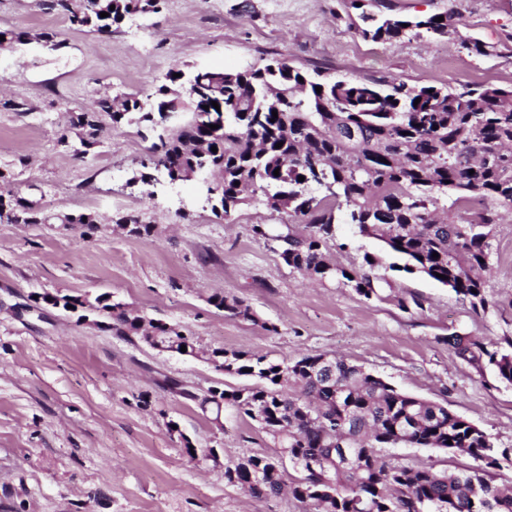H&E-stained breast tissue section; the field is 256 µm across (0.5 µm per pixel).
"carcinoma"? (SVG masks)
Returning <instances> with one entry per match:
<instances>
[{
  "mask_svg": "<svg viewBox=\"0 0 512 512\" xmlns=\"http://www.w3.org/2000/svg\"><path fill=\"white\" fill-rule=\"evenodd\" d=\"M163 4L46 0L44 6L62 12L75 28L110 33L126 17L158 13ZM447 28L448 20L437 22L433 16L415 22L386 19L362 29V36L378 41L414 29L441 35ZM0 36L6 44L37 42L50 52L66 47L55 32L6 29ZM178 72L172 69L170 84L156 90V112L178 108L185 120L154 144V167L178 173L183 182L201 168L210 170L216 200L230 207L226 218L258 195L271 210H289L307 234L286 237L288 247L280 256L312 278L339 279L366 298L377 294L369 274L338 267L322 251L339 212L359 236L381 242L404 260L402 270L449 286L474 310L486 308L490 226L512 216V87L480 85L457 98L404 82L381 88L360 80L317 79L285 60L244 71L198 70L192 85ZM213 101L224 104V126L217 129L210 128V111L204 109ZM103 113L114 126L135 114L141 122L152 121L135 94L100 96L71 112L69 131L82 146L97 142ZM451 194L456 198L450 202ZM0 223L78 224L94 230L99 217L46 213L10 188L0 191ZM115 224L133 235L152 232V225L132 214ZM47 298L65 310L81 307L103 316L120 335L155 336L178 353L183 345L195 350L179 328L160 320L147 324L106 294L93 304L58 293L42 295ZM209 302L229 317L256 321L250 306L237 298L215 293ZM448 345L478 372L489 370L512 386L511 338L485 343L453 334ZM205 356L215 369L246 374L259 384L214 389L201 406L212 405L217 418L222 408H235L302 473L288 482L283 467L265 455L225 463L224 479L245 494L263 497L286 489L307 512H512V478L497 483L489 474L491 468L512 471V450L498 448L491 434L447 407L337 358L308 355L278 363L224 348ZM341 446L347 448L346 466L336 463ZM403 447L463 452L474 464L460 470L414 468L381 455L383 448Z\"/></svg>",
  "mask_w": 512,
  "mask_h": 512,
  "instance_id": "carcinoma-1",
  "label": "carcinoma"
}]
</instances>
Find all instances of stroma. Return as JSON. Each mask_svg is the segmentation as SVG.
<instances>
[{"mask_svg":"<svg viewBox=\"0 0 512 512\" xmlns=\"http://www.w3.org/2000/svg\"><path fill=\"white\" fill-rule=\"evenodd\" d=\"M43 0H0V29L54 31L0 49V166L47 212L96 213L94 232L61 224L0 223V512H306L292 496L251 498L224 481V463L277 448L234 409L202 411L211 389L250 385L203 359L160 352L140 337L79 321L34 295L101 294L176 325L196 347L250 350L274 361L336 356L398 389L448 406L512 448V387L478 375L447 343L461 333L512 338V222L494 227L486 310L473 311L427 277L394 270L377 241L340 224L324 251L370 271L377 296L314 280L280 257V234L304 233L260 200L214 216L195 182H143L157 138L142 125L109 126L85 158L59 138L69 112L93 97L134 93L155 107L170 69L242 71L275 58L339 80L462 91L512 86V0H167L110 33L70 27ZM443 14L441 36L363 38L365 14ZM491 46L483 56L463 38ZM139 215L154 232L133 237L115 217ZM269 230L256 236L254 226ZM249 305L255 321L225 316L214 292ZM181 433H170L169 423ZM196 455H189V448ZM219 458H206L207 449ZM406 465L462 468L463 453L388 448ZM0 36H5V40L0 41V46L3 43L27 44L37 42L50 52H58L66 47L65 41L60 39L55 32L6 29L0 30Z\"/></svg>","mask_w":512,"mask_h":512,"instance_id":"obj_1","label":"stroma"}]
</instances>
